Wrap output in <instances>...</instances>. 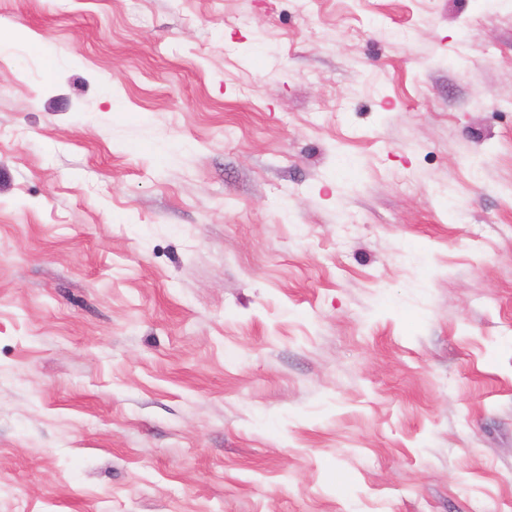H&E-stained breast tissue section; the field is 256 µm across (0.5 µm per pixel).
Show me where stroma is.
Masks as SVG:
<instances>
[{
    "mask_svg": "<svg viewBox=\"0 0 512 512\" xmlns=\"http://www.w3.org/2000/svg\"><path fill=\"white\" fill-rule=\"evenodd\" d=\"M0 512H512V0H0Z\"/></svg>",
    "mask_w": 512,
    "mask_h": 512,
    "instance_id": "1",
    "label": "stroma"
}]
</instances>
